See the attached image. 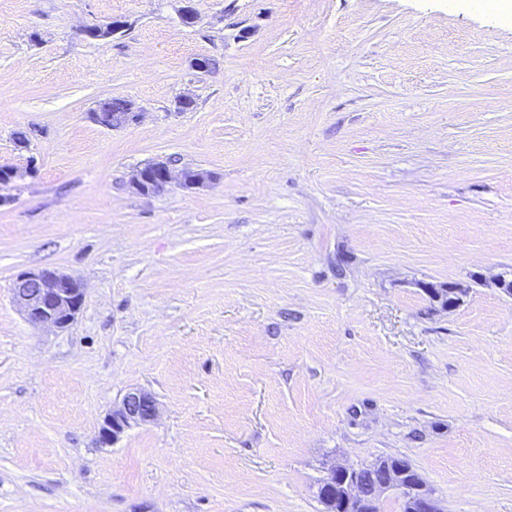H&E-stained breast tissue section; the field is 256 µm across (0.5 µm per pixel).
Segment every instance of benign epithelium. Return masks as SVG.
<instances>
[{
    "instance_id": "1",
    "label": "benign epithelium",
    "mask_w": 512,
    "mask_h": 512,
    "mask_svg": "<svg viewBox=\"0 0 512 512\" xmlns=\"http://www.w3.org/2000/svg\"><path fill=\"white\" fill-rule=\"evenodd\" d=\"M139 113L100 112L93 110L90 118L108 129L126 127L138 120ZM35 166H3L0 168V206L8 205L13 197L8 190L33 176ZM211 180V174L203 170H182L174 173L164 161L152 162L136 169L129 181L130 187L143 195L156 194L176 183L183 188H200ZM469 288L448 283L440 288L430 286L426 292L432 300L446 308L457 306ZM85 295L83 284L71 276L54 270H33L17 276L12 286V297L33 325L67 327L80 310ZM156 415V402L145 391L128 392L121 404L107 414L98 429V442L110 446L126 429L146 424ZM376 476L369 486L360 479V469L350 465L333 464L317 490L318 497L331 500L330 491H336V512H380L384 494L395 491L401 500L402 512H443L435 492L427 484L419 482L408 470H402L387 460L373 463Z\"/></svg>"
}]
</instances>
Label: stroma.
I'll return each instance as SVG.
<instances>
[{
    "mask_svg": "<svg viewBox=\"0 0 512 512\" xmlns=\"http://www.w3.org/2000/svg\"><path fill=\"white\" fill-rule=\"evenodd\" d=\"M191 5L0 0V165L36 166L0 207V512H323L329 465L383 456L512 512V16ZM153 161L213 179L132 192ZM38 269L85 285L65 329L13 301ZM132 389L155 420L100 446ZM127 104V100L122 98H111L99 103L102 112L94 109L90 112V118L98 125L108 129H118L129 126L136 122L139 117V112L134 110L132 105L131 112H112V108H120ZM469 289L461 284L448 283L441 288L431 285L426 288V292L433 301L440 303L443 307L453 308L457 306L462 297L468 293Z\"/></svg>",
    "mask_w": 512,
    "mask_h": 512,
    "instance_id": "35a3bbf8",
    "label": "stroma"
}]
</instances>
